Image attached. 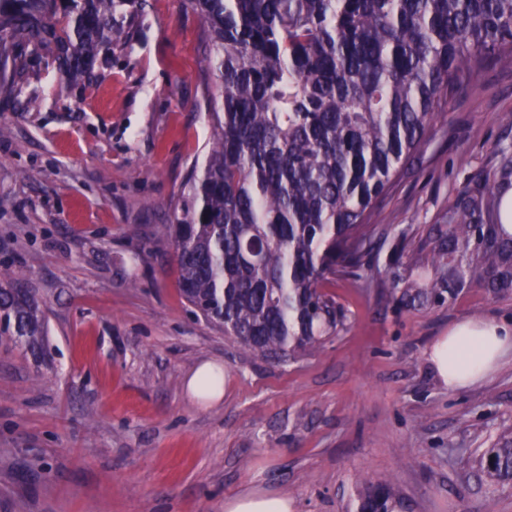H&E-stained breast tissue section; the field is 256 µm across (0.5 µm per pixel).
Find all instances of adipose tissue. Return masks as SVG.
I'll use <instances>...</instances> for the list:
<instances>
[{
  "instance_id": "1",
  "label": "adipose tissue",
  "mask_w": 512,
  "mask_h": 512,
  "mask_svg": "<svg viewBox=\"0 0 512 512\" xmlns=\"http://www.w3.org/2000/svg\"><path fill=\"white\" fill-rule=\"evenodd\" d=\"M510 357L512 323L488 317L456 322L429 352L438 377L452 390L489 380ZM224 512H293V504L279 494L250 489L226 499Z\"/></svg>"
}]
</instances>
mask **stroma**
<instances>
[{"instance_id":"35a3bbf8","label":"stroma","mask_w":512,"mask_h":512,"mask_svg":"<svg viewBox=\"0 0 512 512\" xmlns=\"http://www.w3.org/2000/svg\"><path fill=\"white\" fill-rule=\"evenodd\" d=\"M124 37L62 80L27 51L0 86V267L44 303L47 354L0 345V512H224L247 488L295 512H351L358 479L400 512H512L476 457L512 429V363L448 390L425 352L463 318L512 320V295L470 288L427 311L381 284L454 198L512 160V62L443 115L370 217L358 278L325 284L343 328L295 361L254 355L192 314L169 203L210 142L207 31L184 0H122ZM219 402L191 396L203 363Z\"/></svg>"}]
</instances>
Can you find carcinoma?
Returning a JSON list of instances; mask_svg holds the SVG:
<instances>
[{
    "label": "carcinoma",
    "instance_id": "carcinoma-1",
    "mask_svg": "<svg viewBox=\"0 0 512 512\" xmlns=\"http://www.w3.org/2000/svg\"><path fill=\"white\" fill-rule=\"evenodd\" d=\"M65 76L90 71L115 0H0V78L21 45L56 32ZM207 26L218 95L211 146L171 203L178 289L192 311L260 356L293 358L343 322L324 282L360 268L367 220L441 117L487 64L512 59V0H187ZM512 161L497 190L460 195L396 261L390 294L412 309L477 284L512 294ZM47 326L23 275L0 270V338L33 359ZM491 487L512 484V433L483 449ZM355 512H397L388 483L356 486Z\"/></svg>",
    "mask_w": 512,
    "mask_h": 512
}]
</instances>
